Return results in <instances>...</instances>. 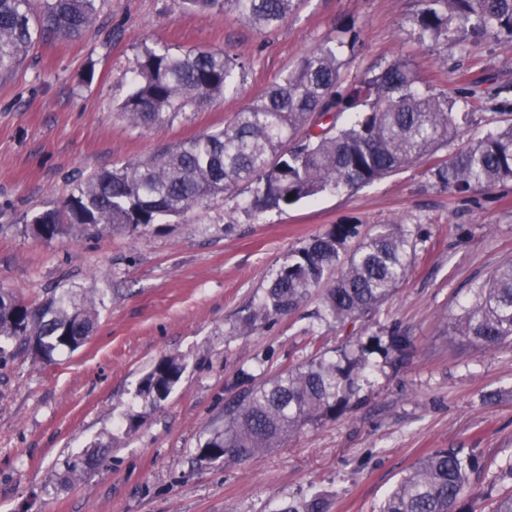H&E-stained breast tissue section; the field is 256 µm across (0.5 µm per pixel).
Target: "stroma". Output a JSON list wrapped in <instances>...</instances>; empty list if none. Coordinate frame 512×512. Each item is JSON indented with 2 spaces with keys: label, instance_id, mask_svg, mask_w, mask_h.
Listing matches in <instances>:
<instances>
[{
  "label": "stroma",
  "instance_id": "stroma-1",
  "mask_svg": "<svg viewBox=\"0 0 512 512\" xmlns=\"http://www.w3.org/2000/svg\"><path fill=\"white\" fill-rule=\"evenodd\" d=\"M97 6L94 27L36 42L0 76V288L29 305L50 290L67 292L91 300L96 314L80 349L51 362L20 354L0 364V512H277L312 492L331 495V512H376L436 448L477 454L470 484L478 512H487L493 497L512 491V480L498 478L512 460V346L451 339L447 324L471 286L512 262V185L459 194L430 169L493 129L498 102L512 103V38L422 45L416 0H300L268 33L183 0ZM348 19L360 50L346 61L345 81L403 59L425 92L476 90L472 124L433 162L284 210L252 211L248 189L238 187L161 229L92 238L70 228L51 241L25 231L24 215L65 199L89 174L224 126ZM146 45L238 58L237 89L173 123L134 125L118 107ZM341 222L363 234L395 222L419 231L393 297L355 324L313 331L315 290L292 314L241 333V317L275 270ZM394 329L410 337L413 355L396 367L372 354L373 370L343 415L247 461L198 465L199 446L240 390V370L274 374ZM170 355L182 359L183 375L161 406H150L136 389ZM90 454L105 455L104 464L72 471Z\"/></svg>",
  "mask_w": 512,
  "mask_h": 512
}]
</instances>
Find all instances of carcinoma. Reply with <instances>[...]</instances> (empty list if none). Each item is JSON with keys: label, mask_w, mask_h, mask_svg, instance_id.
I'll return each mask as SVG.
<instances>
[{"label": "carcinoma", "mask_w": 512, "mask_h": 512, "mask_svg": "<svg viewBox=\"0 0 512 512\" xmlns=\"http://www.w3.org/2000/svg\"><path fill=\"white\" fill-rule=\"evenodd\" d=\"M0 0V75L20 66L39 38L77 37L97 18V0ZM298 0H186L190 9L235 13L259 31L288 20ZM414 23L421 42L446 44L460 30L512 38V0H417ZM359 42L354 22L340 35L303 56L286 76L224 127L168 146L156 155L82 180L60 205L52 203L25 220V229L51 241L64 225L93 236L114 228L136 232L168 217L185 216L238 184L247 185L256 211L282 210L320 193L357 188L448 148L470 112H454L448 95L419 90L410 64L397 60L339 90L346 56ZM237 59L208 50L176 53L144 46L132 66V90L119 105L130 121L161 126L187 108L233 89ZM363 110L344 126L338 117ZM432 174L463 193L512 182V120L434 166ZM357 225L341 223L310 239L273 274L260 304L241 320L244 332L257 322L295 311L318 288L320 321L344 326L378 310L407 277L419 239L405 224H379L356 246ZM86 301L62 294L29 306L0 288V362L4 343L30 350L43 361L74 352L94 329ZM448 336L482 348L512 344V263L470 289L463 313L448 322ZM378 343L356 341L262 381L241 371L244 385L224 405V422L198 448L200 463L243 461L279 447L308 425L340 416L367 380V354ZM387 351L405 360L411 339L391 330ZM177 356L161 359L140 381L137 396L153 405L179 381ZM475 454L439 448L422 455L379 512H476L468 491ZM275 512H331L326 495L289 500Z\"/></svg>", "instance_id": "1"}]
</instances>
